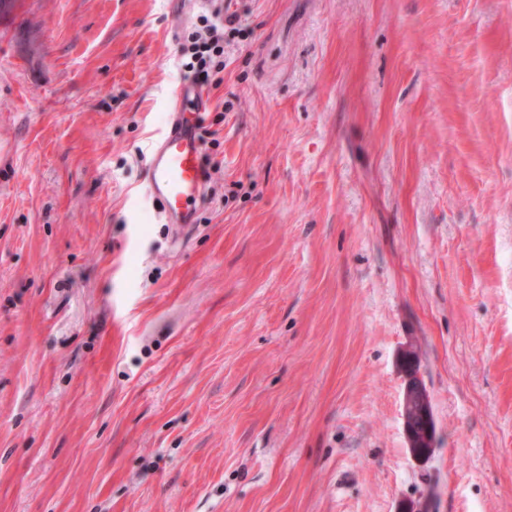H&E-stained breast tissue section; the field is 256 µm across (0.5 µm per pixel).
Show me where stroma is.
I'll list each match as a JSON object with an SVG mask.
<instances>
[{"instance_id":"1","label":"stroma","mask_w":512,"mask_h":512,"mask_svg":"<svg viewBox=\"0 0 512 512\" xmlns=\"http://www.w3.org/2000/svg\"><path fill=\"white\" fill-rule=\"evenodd\" d=\"M218 6L176 243L145 157ZM177 9L0 17V512H512V0ZM236 14L223 15L221 8H216L211 18L202 16V26L190 31L180 48L182 58L181 67L184 75L190 74L193 78L207 84L217 81L219 85L223 80L217 76L224 71V37L226 30L229 33H241ZM403 373L405 382L403 390L404 432L410 447L419 446L415 442V427L413 421L409 418V410L416 407L424 433L431 434L432 422L434 421L432 404L420 371L416 373L403 369Z\"/></svg>"}]
</instances>
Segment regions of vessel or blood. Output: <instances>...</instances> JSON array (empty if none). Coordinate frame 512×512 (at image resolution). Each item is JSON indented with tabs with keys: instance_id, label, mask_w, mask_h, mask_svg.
<instances>
[{
	"instance_id": "vessel-or-blood-1",
	"label": "vessel or blood",
	"mask_w": 512,
	"mask_h": 512,
	"mask_svg": "<svg viewBox=\"0 0 512 512\" xmlns=\"http://www.w3.org/2000/svg\"><path fill=\"white\" fill-rule=\"evenodd\" d=\"M207 106L201 86L184 81L173 94L170 121L146 164V192L176 238L196 223L205 198L201 130Z\"/></svg>"
}]
</instances>
